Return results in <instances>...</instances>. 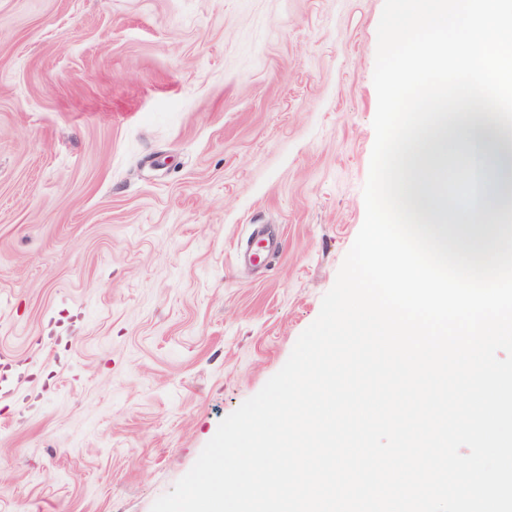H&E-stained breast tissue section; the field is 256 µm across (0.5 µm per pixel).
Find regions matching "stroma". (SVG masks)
<instances>
[{"label":"stroma","instance_id":"obj_1","mask_svg":"<svg viewBox=\"0 0 512 512\" xmlns=\"http://www.w3.org/2000/svg\"><path fill=\"white\" fill-rule=\"evenodd\" d=\"M384 0H0V512H151L365 218Z\"/></svg>","mask_w":512,"mask_h":512}]
</instances>
